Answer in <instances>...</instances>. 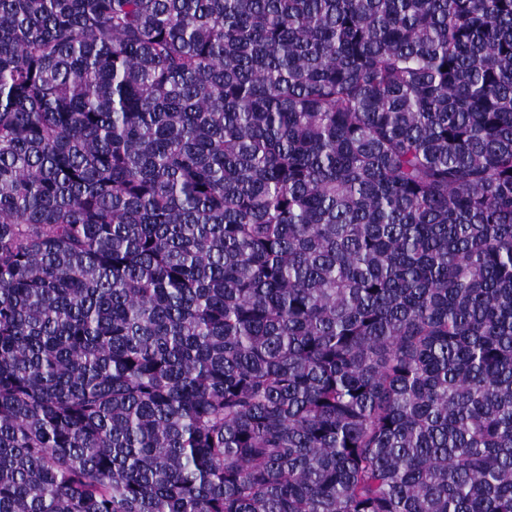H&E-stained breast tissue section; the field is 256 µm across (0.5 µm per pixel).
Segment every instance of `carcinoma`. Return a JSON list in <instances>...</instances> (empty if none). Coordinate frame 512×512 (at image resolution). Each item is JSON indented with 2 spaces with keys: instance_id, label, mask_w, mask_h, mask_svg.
Returning <instances> with one entry per match:
<instances>
[{
  "instance_id": "cac0c4a2",
  "label": "carcinoma",
  "mask_w": 512,
  "mask_h": 512,
  "mask_svg": "<svg viewBox=\"0 0 512 512\" xmlns=\"http://www.w3.org/2000/svg\"><path fill=\"white\" fill-rule=\"evenodd\" d=\"M0 512H512V0H0Z\"/></svg>"
}]
</instances>
